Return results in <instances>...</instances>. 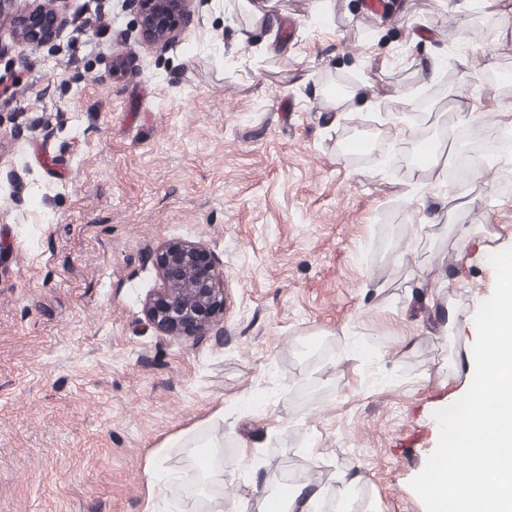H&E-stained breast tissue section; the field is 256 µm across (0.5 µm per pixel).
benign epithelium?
Returning a JSON list of instances; mask_svg holds the SVG:
<instances>
[{"instance_id": "obj_1", "label": "benign epithelium", "mask_w": 512, "mask_h": 512, "mask_svg": "<svg viewBox=\"0 0 512 512\" xmlns=\"http://www.w3.org/2000/svg\"><path fill=\"white\" fill-rule=\"evenodd\" d=\"M206 0H122L135 15L138 42L163 52L177 42L199 14ZM19 51L8 56L0 48V63L7 68L23 66L29 54L45 49L54 52L70 20L59 0H39L27 14L12 20ZM161 281L158 297L146 305V328L173 336H204L224 310L219 288V261L198 246L172 242L156 255Z\"/></svg>"}]
</instances>
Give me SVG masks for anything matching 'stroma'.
I'll use <instances>...</instances> for the list:
<instances>
[{
	"label": "stroma",
	"instance_id": "stroma-1",
	"mask_svg": "<svg viewBox=\"0 0 512 512\" xmlns=\"http://www.w3.org/2000/svg\"><path fill=\"white\" fill-rule=\"evenodd\" d=\"M64 0L73 24L0 90V512H196L166 440L226 411L224 512L247 484L303 480L336 512L339 471L362 475L352 512H426L411 487L439 441L434 385L467 392L488 258L512 248V160L457 183V259L424 217L448 207L423 175L402 93L439 114L465 95L501 123L489 68L497 39L452 53L448 12L474 0H275L253 23L208 0L163 52L137 42L112 0ZM125 57V75H110ZM454 77L439 97L423 64ZM349 78L366 104L335 107ZM19 171L22 184L6 175ZM200 246L224 271V333L145 328L167 243ZM420 417L419 447L398 448ZM163 449L172 480L148 481Z\"/></svg>",
	"mask_w": 512,
	"mask_h": 512
}]
</instances>
